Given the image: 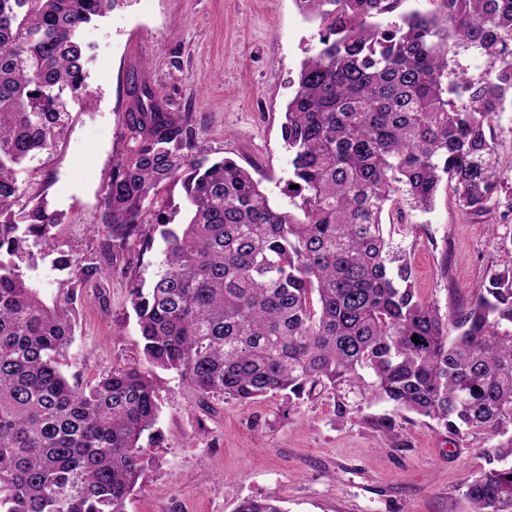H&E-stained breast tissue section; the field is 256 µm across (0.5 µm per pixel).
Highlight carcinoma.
Wrapping results in <instances>:
<instances>
[{
	"mask_svg": "<svg viewBox=\"0 0 512 512\" xmlns=\"http://www.w3.org/2000/svg\"><path fill=\"white\" fill-rule=\"evenodd\" d=\"M124 0H0V512H125L162 441L155 371L176 373L201 408L324 395L344 418L356 399L387 402L483 435L489 468L466 485L470 512H512V235L480 293L448 312L422 303L406 254L384 225L402 204L430 210L440 186L471 220L512 183L497 175L494 122L512 107V0H298L325 23L321 48L293 81L282 138L294 206H274L231 158H192L195 131L149 86L134 87L136 148L115 163L102 224L111 262L74 248L75 273L47 303L22 270L29 240L61 223L44 199L17 207L15 167L55 148L67 99L94 95L80 32ZM466 51L484 59L458 72ZM178 178L183 224L152 210ZM152 224L165 244L154 280L129 283L148 368L90 385L60 369L75 339L81 288L99 285ZM418 336L420 343L412 341ZM235 512H285L274 497Z\"/></svg>",
	"mask_w": 512,
	"mask_h": 512,
	"instance_id": "carcinoma-1",
	"label": "carcinoma"
}]
</instances>
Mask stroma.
<instances>
[{
    "label": "stroma",
    "instance_id": "stroma-1",
    "mask_svg": "<svg viewBox=\"0 0 512 512\" xmlns=\"http://www.w3.org/2000/svg\"><path fill=\"white\" fill-rule=\"evenodd\" d=\"M324 31L295 0H130L85 28L95 104L70 100L71 121L57 147L16 170L23 199H46L64 216L51 244L30 248L27 274L45 297L55 299L70 278L54 265L58 251L75 246L102 256V238L90 227L101 221L113 165L134 147L126 126L133 80L191 114L194 158L236 160L275 206L291 210L283 113L291 82ZM389 232L411 261L419 299L445 313L479 293L485 268L501 256L502 235L512 234V211L499 206L489 222L474 223L443 189L431 210H407L405 223ZM162 250L161 240L132 239L128 270L84 289L61 364L67 377L89 385L137 363L128 282L153 278ZM157 393L164 440L151 447L125 512H234L243 499L267 496L288 512H469L466 485L487 467L483 439H455L435 421L376 400L342 419L324 397L251 404L217 397L206 412L168 372L159 373ZM386 413L397 421L390 436L370 423Z\"/></svg>",
    "mask_w": 512,
    "mask_h": 512
}]
</instances>
